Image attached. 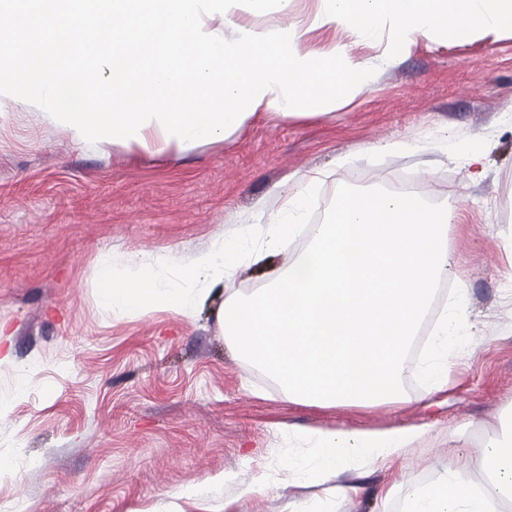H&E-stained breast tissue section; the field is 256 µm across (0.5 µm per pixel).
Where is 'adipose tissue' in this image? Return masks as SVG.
Wrapping results in <instances>:
<instances>
[{
	"instance_id": "obj_1",
	"label": "adipose tissue",
	"mask_w": 512,
	"mask_h": 512,
	"mask_svg": "<svg viewBox=\"0 0 512 512\" xmlns=\"http://www.w3.org/2000/svg\"><path fill=\"white\" fill-rule=\"evenodd\" d=\"M325 12L315 14L311 24L341 23L359 35L376 30L380 21L393 19L400 37L389 47L402 52L414 35L437 37L459 44L480 30H512V0H325ZM425 434L421 428H394L384 431L297 429L293 439L310 446L317 464L315 479L328 482L336 468L360 463H384L401 456ZM329 484V482H328ZM357 484H329L328 494L341 498L358 495ZM503 484L477 488L467 466L443 473L436 481L412 488L404 512H500Z\"/></svg>"
}]
</instances>
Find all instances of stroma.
I'll list each match as a JSON object with an SVG mask.
<instances>
[{
	"mask_svg": "<svg viewBox=\"0 0 512 512\" xmlns=\"http://www.w3.org/2000/svg\"><path fill=\"white\" fill-rule=\"evenodd\" d=\"M321 0L262 17L236 8L207 19L235 28L298 26L299 49L343 48L376 69L370 88L335 110L264 113L226 139L185 149L89 143L39 107L0 96V512H401L408 489L468 460L481 433L512 435V32L480 31L448 47L417 37L392 55L399 29L361 37L311 26ZM401 141L392 155L382 144ZM474 145L477 167L458 151ZM409 174L420 194L459 214L449 238L465 286L469 344L452 354L448 387L427 393L406 363L400 401L325 407L288 401L225 339L228 293L266 285L305 239L245 259L222 291L188 313L142 315L99 302L100 258L186 262L237 229L265 227L314 177L323 218L339 185L384 187ZM426 427L404 456L368 472L337 468L326 496L289 427ZM269 489L240 497L258 474Z\"/></svg>",
	"mask_w": 512,
	"mask_h": 512,
	"instance_id": "stroma-1",
	"label": "stroma"
}]
</instances>
